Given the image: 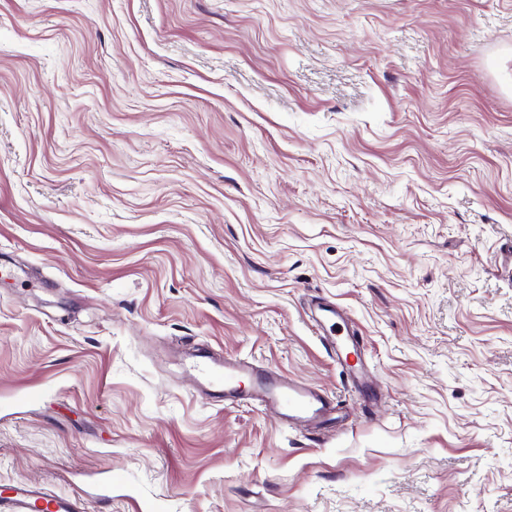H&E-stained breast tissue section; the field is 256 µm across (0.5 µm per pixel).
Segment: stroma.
<instances>
[{
	"instance_id": "obj_1",
	"label": "stroma",
	"mask_w": 512,
	"mask_h": 512,
	"mask_svg": "<svg viewBox=\"0 0 512 512\" xmlns=\"http://www.w3.org/2000/svg\"><path fill=\"white\" fill-rule=\"evenodd\" d=\"M0 263L1 484L512 512V0H0ZM200 349L339 417L210 401ZM310 321L320 340L336 358L346 376L361 384L364 368L363 344L336 304L318 299L312 303Z\"/></svg>"
}]
</instances>
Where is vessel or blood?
Instances as JSON below:
<instances>
[{
	"mask_svg": "<svg viewBox=\"0 0 512 512\" xmlns=\"http://www.w3.org/2000/svg\"><path fill=\"white\" fill-rule=\"evenodd\" d=\"M310 320L342 372L360 380L364 368L362 344L335 303L326 299L314 301ZM193 370L197 379L205 382L211 392L223 395L225 401L274 409L281 422L291 428H325L337 410L336 402L325 392L287 379L269 366L244 357L228 356L220 364L200 362ZM0 512H80V504L73 497L15 481L0 485Z\"/></svg>",
	"mask_w": 512,
	"mask_h": 512,
	"instance_id": "b4317fda",
	"label": "vessel or blood"
}]
</instances>
